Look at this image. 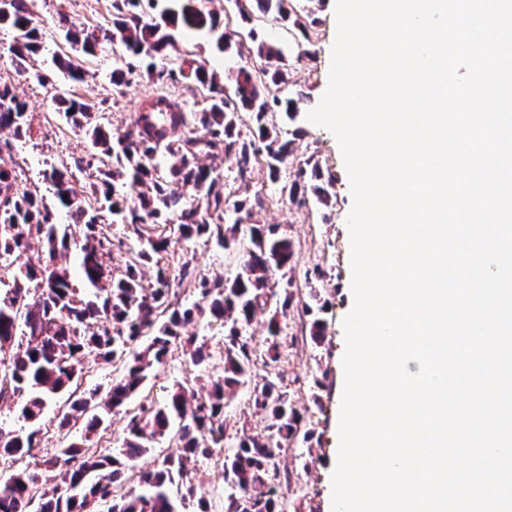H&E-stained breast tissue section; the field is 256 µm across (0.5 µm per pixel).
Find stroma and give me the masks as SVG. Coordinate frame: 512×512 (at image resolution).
<instances>
[{"label":"stroma","mask_w":512,"mask_h":512,"mask_svg":"<svg viewBox=\"0 0 512 512\" xmlns=\"http://www.w3.org/2000/svg\"><path fill=\"white\" fill-rule=\"evenodd\" d=\"M336 0H293L296 21L280 23L274 20L252 18L243 21L232 0H205V10L217 13L226 29L240 34L256 33L258 39L276 41L285 57L292 84L287 94L296 98L297 118L289 123L294 134V154L286 162L279 181H270L265 170L255 169L251 178L240 180L234 167L224 156L200 155L201 164L217 169L224 178L228 202L250 200L254 195L271 199V206L242 216V223L257 221L276 224L294 243L295 257L292 271L299 302L312 306L311 318L320 319L323 332L318 341H303L298 337L300 318L291 315L282 323L280 337L281 358L271 368L256 367L250 384L241 386L224 406V423L228 436L224 448L212 457L192 460L189 468L200 486L208 512H224L229 488L224 481L222 458L231 454L234 435L241 427H255L260 423L252 408L250 395L253 384L263 383L270 375H277L288 393L295 410L300 414L311 440L297 441L280 456L281 470L290 472L293 484L286 493L284 512H330L331 466L338 451L339 404L342 397L344 371L342 356L346 347L343 319L353 304L351 293L350 238L347 216L352 208L350 180L343 156L333 134L327 129L309 123L307 113L315 108L329 83L331 47L336 34ZM112 0H35L33 24L42 34V47L35 63V73L17 71L12 62L11 48L15 42L14 29L0 27V80L11 83L20 98L28 104V122L31 133L11 141L10 150L0 152V167L16 174L19 181L37 192L44 204L52 208L57 223H70L67 210L58 208L55 187L50 180L52 169L71 165L74 158L89 155L90 146L83 131L74 129L54 111V99L62 93L77 95L94 105L96 112L105 114L112 128L127 129L145 101L150 99L157 85L149 76L145 63H138L129 75L127 85L112 86V68L123 58L121 45L107 41L112 29ZM67 16L77 27L96 32L101 38L96 55L87 57V74L82 82L64 80L57 59L65 53L66 45L58 26L59 16ZM315 23L317 39L305 41L300 27ZM179 56H159L156 68H175L181 60L204 62L223 75L224 90H231L227 76L239 68L258 69L264 60L258 55L218 51L210 35L204 32L177 33ZM316 162L323 175L333 176L336 201L325 207L312 201L305 206L291 204L282 197L283 183L293 179L298 163ZM240 250H224L213 242L197 241L190 247L172 242L164 263L171 272H178L183 262H191L197 273L209 278L233 277L239 267ZM320 269L322 279L314 288H306L308 271ZM317 290L316 300H309L310 290ZM186 334L203 343L208 354L205 366L193 365L189 357L174 354L156 377L150 378L144 394L150 401L163 402L177 385L205 393L211 381L224 367V326L222 322L199 318L186 325ZM57 403L48 404L39 424V446L25 462L12 457H0V476H9L20 465L34 467L40 479L39 491H51L57 482L55 469L46 466V459L56 455L70 443L82 441L80 429L59 428Z\"/></svg>","instance_id":"35a3bbf8"}]
</instances>
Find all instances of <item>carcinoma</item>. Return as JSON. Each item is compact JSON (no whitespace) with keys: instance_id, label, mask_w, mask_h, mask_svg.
<instances>
[{"instance_id":"1","label":"carcinoma","mask_w":512,"mask_h":512,"mask_svg":"<svg viewBox=\"0 0 512 512\" xmlns=\"http://www.w3.org/2000/svg\"><path fill=\"white\" fill-rule=\"evenodd\" d=\"M196 0H113L112 41L133 56L153 58L177 51L174 32L207 31L216 36L218 49L244 54L250 50L224 37L220 17L201 11ZM34 0H0V26L17 31L12 46L17 68L40 73L30 62L40 51L41 34L32 26ZM244 19L258 14L284 21L294 13L286 0H235ZM159 9V20L148 19L146 9ZM64 39L75 54L59 62L65 78L77 83L84 69L77 53L93 55L99 39L93 32L68 26L59 17ZM256 52L266 60L259 71L242 68L232 77L230 95L216 92L218 75L206 67L189 70L171 68L155 73L157 82H173L178 77L194 79L212 92L201 112L185 111L176 99H150L138 120L123 133H114L101 114L80 98L58 96L56 112L73 128L89 135L95 152L74 160V169L51 172L59 206L66 209L71 224H58L54 213L36 193L16 182L15 176L0 168V400L23 396L20 418L37 424L58 394L71 390L69 412L60 425L85 420V432L102 428L110 413L123 407L141 390L153 373L176 351L202 365L207 354L195 337L182 334L194 316L224 322V371L212 380L205 395L197 396L180 386L170 391L160 407L145 401L127 413L126 436L120 461L110 454H95L72 443L46 464L59 470V482L52 494H38L36 474L25 469L14 473L11 485L0 486V512H94L100 503L108 512H179L170 487L184 489L183 497L198 500L199 512H207L205 498L194 483L187 463L213 455L224 447V400L245 385L251 375L254 350L243 330L260 315L270 314L268 345L263 363L280 359L281 319L288 317L295 295L292 286L294 244L273 224L251 225L249 246L243 250L239 270L224 280L197 275L191 263L178 272L181 281L192 280L200 302L183 308L162 255L168 252L170 236L164 227L173 225L179 240L186 244L201 238L214 239L229 250L240 241V220L224 222L228 212L224 182L215 171L198 162L200 154L224 155L246 178L263 164L268 177L279 180L281 166L292 156V141L269 122V114L282 108L294 119L295 102L273 94V88L287 84L284 55L275 45L260 42ZM26 103L12 85L0 82V130L19 137L28 130ZM198 124L203 135L185 138L177 146L169 141V131ZM248 126L264 143L258 156L252 141L241 137ZM99 164L101 179L87 190L76 186L74 171L91 162ZM321 178L318 164L298 165L295 179L286 187L288 201L303 205L309 197L327 206L336 194L332 180L313 184L309 177ZM129 185L130 197L115 194L111 184ZM118 217L136 236L139 249L132 253L118 276L104 266L101 256L112 250V223L103 211ZM82 236L81 286H76L68 268L58 258L68 250L70 240ZM42 243L46 262L39 266L13 267L12 257L30 248L31 240ZM154 263V282L143 284L142 267ZM24 330L17 349L7 351L18 330ZM147 337V342L113 382L104 412L86 417L97 390L82 388L77 363L91 351L105 362L124 356L125 346ZM252 404L267 424L260 430L243 429L235 436L232 454L224 457V482L231 493L225 512H282L280 502L291 487V475L279 470L276 457L283 445L297 441L301 417L287 392L275 378L254 386ZM168 437L174 448L154 470L138 475L139 486H128L125 470L140 457L154 451L159 439ZM39 430H5L0 427V456H30L37 447Z\"/></svg>"}]
</instances>
